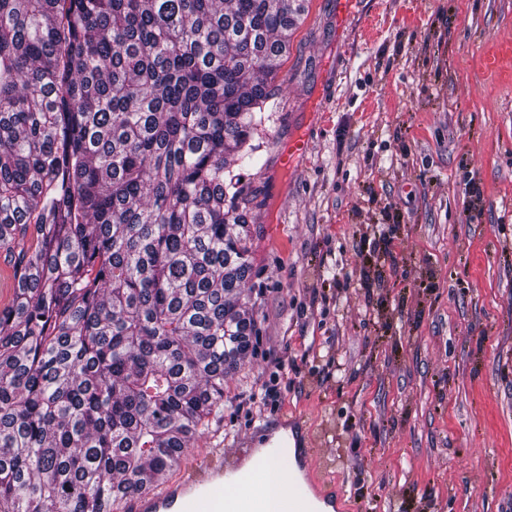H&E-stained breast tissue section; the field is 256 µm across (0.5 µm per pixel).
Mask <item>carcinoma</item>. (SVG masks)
<instances>
[{"mask_svg": "<svg viewBox=\"0 0 512 512\" xmlns=\"http://www.w3.org/2000/svg\"><path fill=\"white\" fill-rule=\"evenodd\" d=\"M285 0H0V512H110L251 348L248 186Z\"/></svg>", "mask_w": 512, "mask_h": 512, "instance_id": "cac0c4a2", "label": "carcinoma"}]
</instances>
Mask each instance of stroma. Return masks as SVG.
I'll use <instances>...</instances> for the list:
<instances>
[{
	"instance_id": "35a3bbf8",
	"label": "stroma",
	"mask_w": 512,
	"mask_h": 512,
	"mask_svg": "<svg viewBox=\"0 0 512 512\" xmlns=\"http://www.w3.org/2000/svg\"><path fill=\"white\" fill-rule=\"evenodd\" d=\"M305 6L239 167L258 339L183 466L294 427L340 512H512V0Z\"/></svg>"
}]
</instances>
